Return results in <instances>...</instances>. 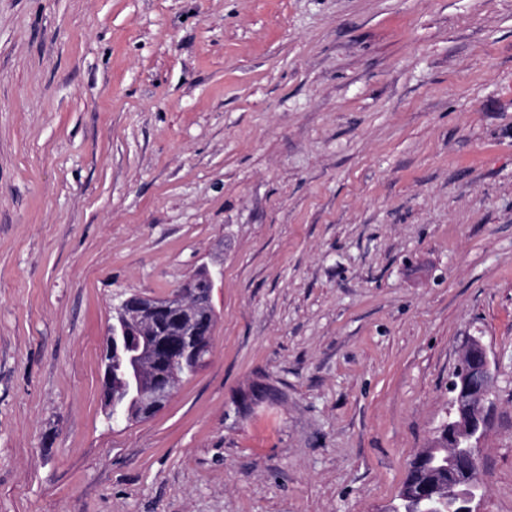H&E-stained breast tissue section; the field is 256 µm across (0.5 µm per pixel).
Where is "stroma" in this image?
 Instances as JSON below:
<instances>
[{"mask_svg":"<svg viewBox=\"0 0 512 512\" xmlns=\"http://www.w3.org/2000/svg\"><path fill=\"white\" fill-rule=\"evenodd\" d=\"M203 265L109 421L113 303ZM471 336L512 512V0H0V512H385ZM204 288H197L198 275L192 274L176 291L165 297L136 295L113 306L112 323L103 345L104 405L108 419L129 421L140 415L161 411L174 397L181 377L194 374L206 360L202 336H213V290L221 271L203 268ZM169 322L173 336H155L162 322ZM118 336L123 337V344ZM140 337L143 339L141 349ZM134 353L130 369L121 380L122 407L112 398V354L120 349ZM177 355L190 356L176 368L170 364Z\"/></svg>","mask_w":512,"mask_h":512,"instance_id":"35a3bbf8","label":"stroma"}]
</instances>
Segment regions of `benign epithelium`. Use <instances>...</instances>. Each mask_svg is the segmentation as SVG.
Here are the masks:
<instances>
[{
	"instance_id": "benign-epithelium-1",
	"label": "benign epithelium",
	"mask_w": 512,
	"mask_h": 512,
	"mask_svg": "<svg viewBox=\"0 0 512 512\" xmlns=\"http://www.w3.org/2000/svg\"><path fill=\"white\" fill-rule=\"evenodd\" d=\"M204 287L192 274L165 297L136 295L113 306L112 324L103 345L104 405L113 421H129L161 411L174 397L180 380L170 364L177 355L202 364L207 348L204 337L213 335V290L221 271L203 268ZM131 354L130 369L121 380L124 406L112 397V356L119 350ZM495 384L488 351L476 337L468 340L462 366L452 386L448 419L436 430L433 447L446 451L438 472L415 492L402 491L400 500L413 498V512H480L486 494L477 471L482 459L478 449L490 425L491 396Z\"/></svg>"
}]
</instances>
